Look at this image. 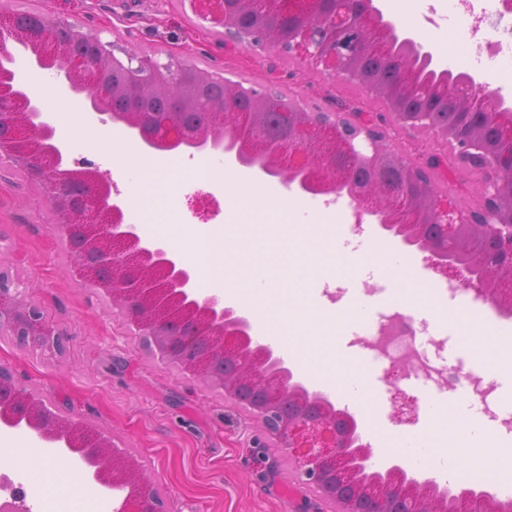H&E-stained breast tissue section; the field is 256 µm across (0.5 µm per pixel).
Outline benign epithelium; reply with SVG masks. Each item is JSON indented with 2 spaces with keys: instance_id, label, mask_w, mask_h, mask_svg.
Instances as JSON below:
<instances>
[{
  "instance_id": "7a95c632",
  "label": "benign epithelium",
  "mask_w": 512,
  "mask_h": 512,
  "mask_svg": "<svg viewBox=\"0 0 512 512\" xmlns=\"http://www.w3.org/2000/svg\"><path fill=\"white\" fill-rule=\"evenodd\" d=\"M192 2L201 17L224 27L226 44L251 51L276 48L314 63L382 100L399 127L433 132L454 146L459 166L481 172L479 215L430 193L429 223H417L395 183L412 188L430 181L432 169L418 161H400L375 191L360 189L357 172L382 171L386 154L374 125L348 126L340 111L311 112L268 86L246 88L207 71L160 64L149 55L127 51L123 61L110 41L76 38L74 25L63 16L40 10L1 16L0 58L9 55L8 43L22 44L38 66L56 71L58 88L85 95L101 122L136 130L148 146L232 154L240 166L305 191L323 189L325 169L339 164L338 158L350 161L339 168L333 190L350 197L357 220L375 218L382 230L426 253L434 273L512 315V105L501 94L486 92V84L470 74L433 88L465 103L461 124L440 122L433 109L407 106L417 80L406 60L416 56L429 67L433 55L400 33L375 0H235L234 7L228 0ZM197 79L220 81L233 95L195 121H179L176 113L195 109L184 91ZM151 91L167 99V110L144 107ZM241 103L254 112L273 108L295 117L291 136L275 141L232 136ZM0 157L50 191L60 231L76 233L71 252L77 264L91 265L92 284L122 309L152 355L245 408L262 424L255 447L276 448L293 460L302 483L336 512H427L428 503L435 512H500L482 491L455 493L433 480H418L400 464L373 466L372 448L362 442L350 413L309 392L270 346L253 344L251 320L224 305L223 297L201 294L192 267L142 237L136 225L122 223V207L112 202L107 178L67 167L44 99L31 95L13 69L9 86L0 89ZM488 257L508 268L493 284ZM0 337L21 348L57 352L66 343L41 304L25 299V289L1 270ZM0 420L10 427L24 423L40 439L62 442L79 454L98 484L125 492L112 512H165L153 478L130 452L112 447L82 420L49 408L21 386L5 360L0 361Z\"/></svg>"
}]
</instances>
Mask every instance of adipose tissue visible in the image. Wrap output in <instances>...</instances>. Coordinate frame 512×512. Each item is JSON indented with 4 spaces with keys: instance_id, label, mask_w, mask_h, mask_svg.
<instances>
[{
    "instance_id": "obj_1",
    "label": "adipose tissue",
    "mask_w": 512,
    "mask_h": 512,
    "mask_svg": "<svg viewBox=\"0 0 512 512\" xmlns=\"http://www.w3.org/2000/svg\"><path fill=\"white\" fill-rule=\"evenodd\" d=\"M472 348L481 350L489 356L512 348V333L501 329L494 321L484 317H474L465 330ZM474 415L471 411H462L460 423L470 432L475 447L485 449L484 466L480 469H467L464 459L447 441L437 439L431 432H401L395 435H381L376 439L377 455L390 452L398 453L412 466H424L442 477L466 475L474 480L483 479L487 472L497 474L499 484H512V471L500 468L502 459L512 458V435L490 430L480 432L473 429ZM1 448H15L25 458L28 466L38 475L45 477H63L67 466L48 459L44 450L36 446L30 438L18 434L0 433Z\"/></svg>"
}]
</instances>
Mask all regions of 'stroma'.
Returning a JSON list of instances; mask_svg holds the SVG:
<instances>
[{
  "label": "stroma",
  "instance_id": "1",
  "mask_svg": "<svg viewBox=\"0 0 512 512\" xmlns=\"http://www.w3.org/2000/svg\"><path fill=\"white\" fill-rule=\"evenodd\" d=\"M37 9L68 14L78 30L135 53L175 55L201 69L244 86H275L310 106L328 111L338 100L368 102L371 112L386 113L383 102L369 100L362 88L327 75L322 68L271 49L231 50L222 27L200 18L191 0H37ZM267 245L246 254H227L238 280L262 270L272 285V311L310 305L306 317L318 322L314 335H301L299 352L313 349L323 357L344 358L336 378L355 373L375 398L371 415H359L362 435L400 429L422 430V417L399 415L396 392L417 401L434 399L447 410L467 401L481 415L512 412V396L497 388L490 401L475 392L485 379L486 360L469 350L458 316L448 331L427 316L415 318V350L438 367L462 374L455 388H439L423 379L392 386L386 362L373 359L360 337L398 302L391 282L368 294L361 320L345 316L344 305L360 293L361 276L344 269L334 253H311L291 242L278 222L265 224ZM418 280L411 292L436 293L454 309L463 300L452 295L447 279L427 269L422 253L408 250ZM0 270L26 287L40 302L49 323L68 337L59 353L17 349L0 339V359L10 361L25 386L52 402L63 414L93 425L120 448L128 449L149 470L166 499V512H320L315 491L300 485L292 460L274 448L254 447L259 423L243 408L224 400L201 382L184 377L154 359L139 336L102 292L83 283L58 233L46 191L35 189L8 161L0 160Z\"/></svg>",
  "mask_w": 512,
  "mask_h": 512
}]
</instances>
